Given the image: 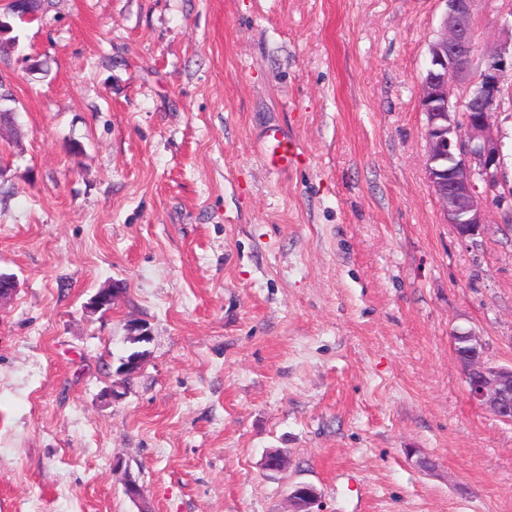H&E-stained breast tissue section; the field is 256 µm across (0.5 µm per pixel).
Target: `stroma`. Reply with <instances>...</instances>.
Masks as SVG:
<instances>
[{
  "label": "stroma",
  "mask_w": 512,
  "mask_h": 512,
  "mask_svg": "<svg viewBox=\"0 0 512 512\" xmlns=\"http://www.w3.org/2000/svg\"><path fill=\"white\" fill-rule=\"evenodd\" d=\"M445 10L52 0L14 23L0 512H287L300 483L314 512H512V423L452 345L512 362V223L459 237L424 175Z\"/></svg>",
  "instance_id": "stroma-1"
}]
</instances>
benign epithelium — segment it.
I'll use <instances>...</instances> for the list:
<instances>
[{
  "label": "benign epithelium",
  "instance_id": "1",
  "mask_svg": "<svg viewBox=\"0 0 512 512\" xmlns=\"http://www.w3.org/2000/svg\"><path fill=\"white\" fill-rule=\"evenodd\" d=\"M447 10L429 45V64L421 85L426 116L425 177L447 221L461 237L477 234L486 224L488 206H501L512 193L500 176L501 140L495 116L504 111L502 93L512 87V34L494 45L477 42L474 21L479 0H445ZM119 289L97 291L89 308H111ZM470 399L496 419L512 423V364L495 365L474 331L453 336ZM133 352L117 370L118 384L141 368ZM290 512H313L318 493L297 485Z\"/></svg>",
  "mask_w": 512,
  "mask_h": 512
}]
</instances>
